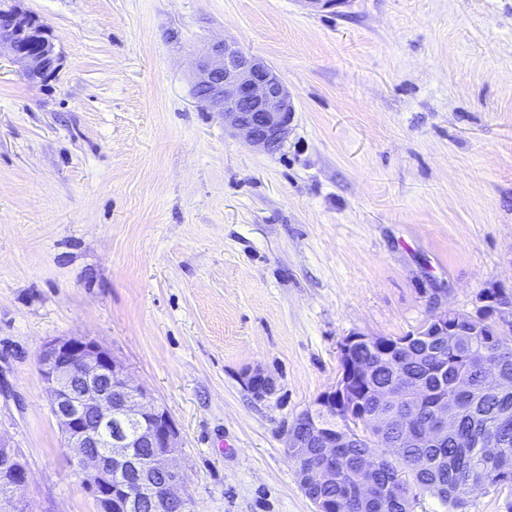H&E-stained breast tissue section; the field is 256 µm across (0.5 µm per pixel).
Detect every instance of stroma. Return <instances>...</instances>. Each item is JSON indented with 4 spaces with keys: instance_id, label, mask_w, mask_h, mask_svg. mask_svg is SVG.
<instances>
[{
    "instance_id": "obj_1",
    "label": "stroma",
    "mask_w": 512,
    "mask_h": 512,
    "mask_svg": "<svg viewBox=\"0 0 512 512\" xmlns=\"http://www.w3.org/2000/svg\"><path fill=\"white\" fill-rule=\"evenodd\" d=\"M57 75L0 59V437L28 512H97L37 356L88 336L164 404L194 512H312L287 430L351 333L512 291V0H21ZM236 42L295 116L267 153L193 94ZM278 392L259 402L245 367ZM241 379L258 401H266L277 392L276 380L260 366L246 368Z\"/></svg>"
}]
</instances>
